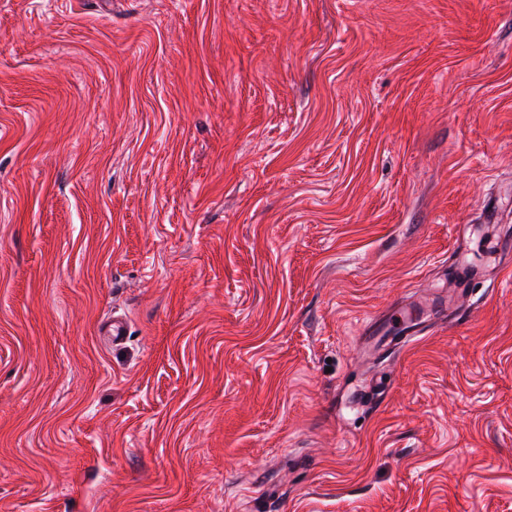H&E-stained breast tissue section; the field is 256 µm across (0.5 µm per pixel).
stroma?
<instances>
[{
	"mask_svg": "<svg viewBox=\"0 0 512 512\" xmlns=\"http://www.w3.org/2000/svg\"><path fill=\"white\" fill-rule=\"evenodd\" d=\"M507 241L512 0H0V512H512Z\"/></svg>",
	"mask_w": 512,
	"mask_h": 512,
	"instance_id": "obj_1",
	"label": "stroma"
}]
</instances>
